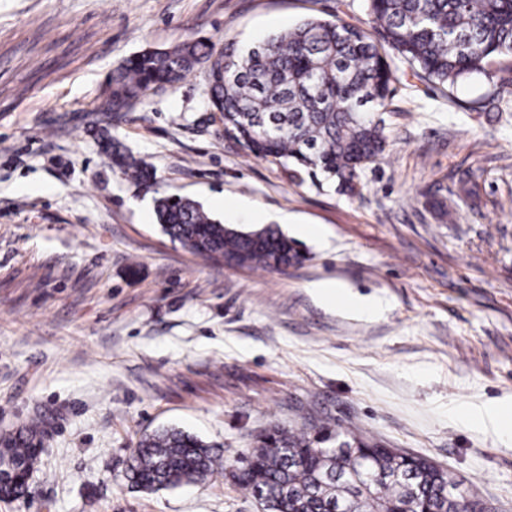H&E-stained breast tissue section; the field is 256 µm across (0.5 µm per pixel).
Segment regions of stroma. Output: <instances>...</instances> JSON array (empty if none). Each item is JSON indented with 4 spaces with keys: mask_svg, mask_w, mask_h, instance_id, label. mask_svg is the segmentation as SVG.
Instances as JSON below:
<instances>
[{
    "mask_svg": "<svg viewBox=\"0 0 512 512\" xmlns=\"http://www.w3.org/2000/svg\"><path fill=\"white\" fill-rule=\"evenodd\" d=\"M309 18L369 20L366 0H0V433L53 424L32 495L0 512H260L229 469L273 427L328 421L512 512V56L445 86L389 57L388 145L352 195L291 181L220 133L203 65L131 110L93 111L145 50H245ZM101 127L152 167L149 183L101 153ZM465 170L478 196L455 197ZM172 193L243 231L280 225L303 263L204 260L156 220ZM318 281L384 312L324 303ZM483 406L504 431L459 413ZM163 427L223 451L224 473L131 488L130 448Z\"/></svg>",
    "mask_w": 512,
    "mask_h": 512,
    "instance_id": "1",
    "label": "stroma"
}]
</instances>
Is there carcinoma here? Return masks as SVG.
<instances>
[{"instance_id":"cac0c4a2","label":"carcinoma","mask_w":512,"mask_h":512,"mask_svg":"<svg viewBox=\"0 0 512 512\" xmlns=\"http://www.w3.org/2000/svg\"><path fill=\"white\" fill-rule=\"evenodd\" d=\"M369 27L308 19L243 54L222 48L210 68L208 96L219 121L254 157L282 166L292 180L305 172L317 185L356 189L358 173L385 151L384 114L397 77L384 50L425 78L453 84L512 56V0H367ZM213 57L202 42L146 50L112 72L98 111L129 109L182 81ZM102 150L131 181L152 178L142 160L105 137ZM163 232L191 252L234 267L284 271L304 255L273 227L242 231L213 220L177 194L156 200ZM46 418L0 435V495L30 494ZM224 471L212 447L181 430H158L131 449L126 479L155 491L202 482ZM266 512H485L473 487L425 459L371 444L355 431L321 427L316 435L275 429L231 472Z\"/></svg>"}]
</instances>
